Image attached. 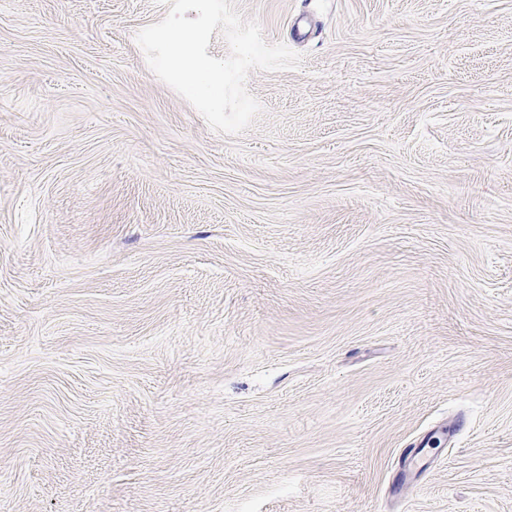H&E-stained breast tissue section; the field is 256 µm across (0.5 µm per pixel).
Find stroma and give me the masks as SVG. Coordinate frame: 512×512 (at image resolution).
Returning a JSON list of instances; mask_svg holds the SVG:
<instances>
[{
  "label": "stroma",
  "instance_id": "35a3bbf8",
  "mask_svg": "<svg viewBox=\"0 0 512 512\" xmlns=\"http://www.w3.org/2000/svg\"><path fill=\"white\" fill-rule=\"evenodd\" d=\"M172 4L0 0V512H512V0H234L235 136Z\"/></svg>",
  "mask_w": 512,
  "mask_h": 512
}]
</instances>
